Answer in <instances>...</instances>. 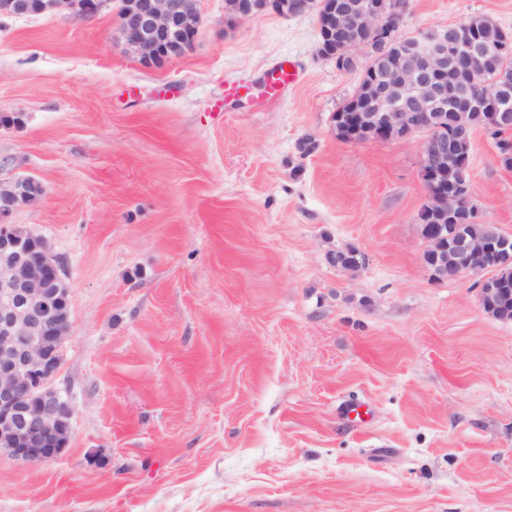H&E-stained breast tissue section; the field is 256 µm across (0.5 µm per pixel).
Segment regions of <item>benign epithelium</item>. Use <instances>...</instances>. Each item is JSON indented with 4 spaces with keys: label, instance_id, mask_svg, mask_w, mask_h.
Instances as JSON below:
<instances>
[{
    "label": "benign epithelium",
    "instance_id": "benign-epithelium-1",
    "mask_svg": "<svg viewBox=\"0 0 512 512\" xmlns=\"http://www.w3.org/2000/svg\"><path fill=\"white\" fill-rule=\"evenodd\" d=\"M105 0H0V15L30 10L51 13L69 5L93 16ZM199 0H120V31L126 52L146 66L185 54L201 26ZM407 0H237L229 16L246 19L272 10L299 15L317 9L319 25L336 35L319 43L321 56L343 68L353 53L369 57L359 90L362 107L338 115L352 135L390 140L423 133L424 208L437 221L421 228L427 243L422 260L436 280L480 276L483 310L512 321V290L499 270L512 263V237L469 231L477 222L471 185L474 129L448 117V110L483 114L488 130L512 127L504 106L507 81H488L501 53L512 49V33L489 19L431 29L417 36H392ZM38 197L32 179L0 181V220ZM363 255L349 249L330 259L348 271ZM70 332V295L63 270L45 239L15 224L0 225V457L35 464L55 460L71 437L74 408L55 385Z\"/></svg>",
    "mask_w": 512,
    "mask_h": 512
}]
</instances>
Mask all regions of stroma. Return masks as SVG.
<instances>
[{"mask_svg":"<svg viewBox=\"0 0 512 512\" xmlns=\"http://www.w3.org/2000/svg\"><path fill=\"white\" fill-rule=\"evenodd\" d=\"M199 8L159 67L118 0L0 17V181L43 188L8 221L63 267L75 409L56 460L0 458V512H512V322L422 264V135L337 137L369 59L321 57L316 11ZM479 15L512 31V0H408L394 35ZM284 59L279 99L225 100ZM471 183L512 236L482 128Z\"/></svg>","mask_w":512,"mask_h":512,"instance_id":"35a3bbf8","label":"stroma"}]
</instances>
